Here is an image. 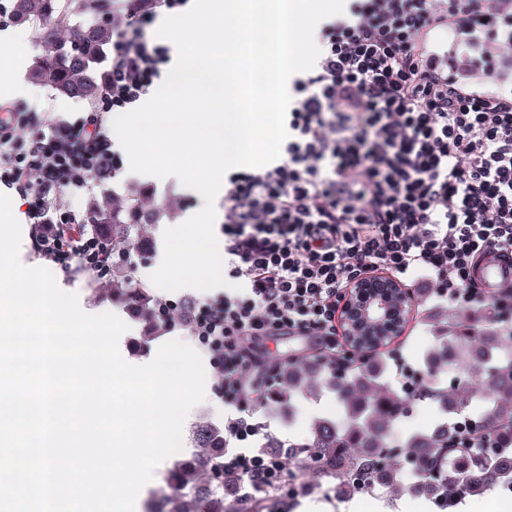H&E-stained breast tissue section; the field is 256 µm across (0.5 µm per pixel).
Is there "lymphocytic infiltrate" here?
<instances>
[{"label":"lymphocytic infiltrate","mask_w":512,"mask_h":512,"mask_svg":"<svg viewBox=\"0 0 512 512\" xmlns=\"http://www.w3.org/2000/svg\"><path fill=\"white\" fill-rule=\"evenodd\" d=\"M112 0V38L97 99L72 119L46 105L0 106V183L15 186L38 256L65 274L110 276L112 246L65 198L100 189L123 167L112 117L155 89L167 46L144 33L187 0ZM447 34V48L436 38ZM512 0H346L321 29V53L292 79L288 143L271 166L234 173L224 195V275L239 291L195 300L183 327L210 357L237 415L225 443L261 435L250 409L253 345L310 341L328 362L341 345L347 290L368 274L427 280L439 300L501 311L512 284L489 289L477 263L512 261ZM225 469L288 496L284 456L228 453Z\"/></svg>","instance_id":"lymphocytic-infiltrate-1"}]
</instances>
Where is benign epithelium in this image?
<instances>
[{"label":"benign epithelium","instance_id":"1","mask_svg":"<svg viewBox=\"0 0 512 512\" xmlns=\"http://www.w3.org/2000/svg\"><path fill=\"white\" fill-rule=\"evenodd\" d=\"M411 291L391 277H362L348 293V302L341 323L350 325L358 319L368 324L387 326L405 317L413 305Z\"/></svg>","mask_w":512,"mask_h":512}]
</instances>
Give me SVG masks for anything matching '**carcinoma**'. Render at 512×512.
<instances>
[{
  "instance_id": "carcinoma-1",
  "label": "carcinoma",
  "mask_w": 512,
  "mask_h": 512,
  "mask_svg": "<svg viewBox=\"0 0 512 512\" xmlns=\"http://www.w3.org/2000/svg\"><path fill=\"white\" fill-rule=\"evenodd\" d=\"M102 0H13L12 17L34 27L38 53L32 78L58 95L90 103L101 76V59L125 16L100 18ZM81 14L94 19L76 23ZM140 191L124 203L90 209V228L112 242V295L146 335L160 337L167 318L157 296L137 282L126 261L150 252L143 226L153 213ZM430 327L415 390L388 384L384 375L395 349L391 336L344 340L336 369L316 351L286 352L272 361L276 405L293 413L295 395L309 376L325 370L323 384L336 394L343 415L317 417L310 438L288 450V473L303 491L317 480L332 482L339 498L382 487L388 494L421 495L450 510L464 499L512 485V330L495 313L436 307L421 312ZM452 375L453 386L443 381ZM429 416L424 427L413 413ZM490 435L494 447H472L465 436ZM199 454L175 458L168 472L162 512H227L224 498L237 494L246 477L224 472V433L209 424L192 430Z\"/></svg>"
}]
</instances>
